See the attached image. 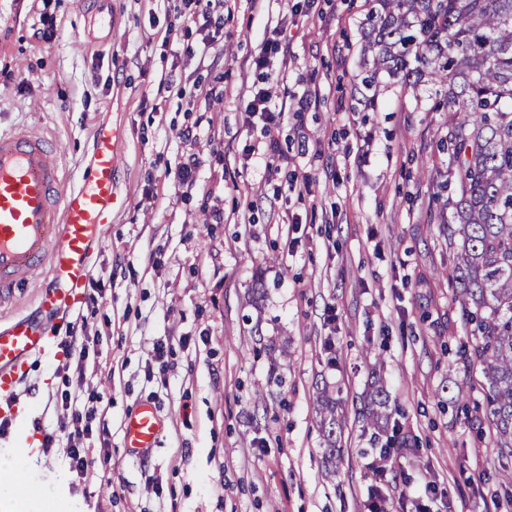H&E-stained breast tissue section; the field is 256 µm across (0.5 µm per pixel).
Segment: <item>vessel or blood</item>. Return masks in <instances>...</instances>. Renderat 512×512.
I'll use <instances>...</instances> for the list:
<instances>
[{"mask_svg":"<svg viewBox=\"0 0 512 512\" xmlns=\"http://www.w3.org/2000/svg\"><path fill=\"white\" fill-rule=\"evenodd\" d=\"M122 145L119 132L96 129L92 158L69 184L60 175L54 144L32 132L0 135V302L37 269L49 274L34 313L0 320L2 420L14 417L12 398L30 361L55 354L51 322L84 299L92 245L120 205L113 180ZM160 425L157 409L139 404L124 423L126 448H154Z\"/></svg>","mask_w":512,"mask_h":512,"instance_id":"vessel-or-blood-1","label":"vessel or blood"}]
</instances>
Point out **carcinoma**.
<instances>
[{"instance_id": "cac0c4a2", "label": "carcinoma", "mask_w": 512, "mask_h": 512, "mask_svg": "<svg viewBox=\"0 0 512 512\" xmlns=\"http://www.w3.org/2000/svg\"><path fill=\"white\" fill-rule=\"evenodd\" d=\"M363 24L359 94L378 95L382 77L418 91L445 88L448 109V243L451 282L468 327L467 367L480 369L496 453L512 457V0H370ZM363 428L384 430L388 392L372 370ZM324 455L336 463V398L317 396Z\"/></svg>"}]
</instances>
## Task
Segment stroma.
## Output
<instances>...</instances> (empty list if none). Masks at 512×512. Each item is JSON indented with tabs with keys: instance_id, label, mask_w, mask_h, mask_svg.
I'll return each mask as SVG.
<instances>
[{
	"instance_id": "obj_1",
	"label": "stroma",
	"mask_w": 512,
	"mask_h": 512,
	"mask_svg": "<svg viewBox=\"0 0 512 512\" xmlns=\"http://www.w3.org/2000/svg\"><path fill=\"white\" fill-rule=\"evenodd\" d=\"M99 9L0 0V134L61 144L72 181L95 129H117L125 199L94 245L93 300L53 326L55 344L86 345V368L32 360L14 396L22 426L0 434V457L58 428L63 394L80 389L96 410L84 451L111 464L82 479L65 442L42 449L35 478L51 512H512L499 490L512 457L498 458L476 420L482 390L457 398L468 337L437 201L448 114L431 87L415 95L387 81L374 106L359 101L367 0H224V33L192 73L182 52L198 31L167 27L192 13L187 0H112L108 32ZM282 19L287 63L268 86L289 118L270 179L245 159L264 142L245 104L252 59ZM50 26L55 39L39 40ZM300 75L318 92L305 108ZM190 76L220 82L223 101L177 95ZM185 128L196 143L179 138ZM192 150L204 156L201 182L174 189L168 174ZM208 203L221 223H205ZM157 341L170 349L163 372ZM375 364L389 432L417 444L385 459L356 414ZM323 385L342 417L332 474L316 415ZM141 402L157 406L161 432L135 459L123 421Z\"/></svg>"
}]
</instances>
